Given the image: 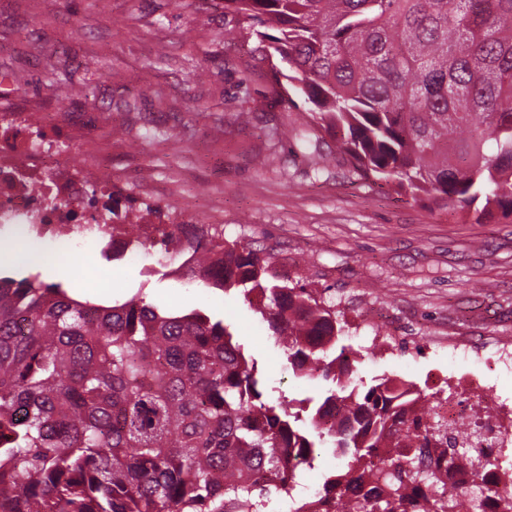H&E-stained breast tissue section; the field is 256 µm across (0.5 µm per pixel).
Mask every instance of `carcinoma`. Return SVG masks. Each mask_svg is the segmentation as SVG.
<instances>
[{"instance_id": "obj_1", "label": "carcinoma", "mask_w": 512, "mask_h": 512, "mask_svg": "<svg viewBox=\"0 0 512 512\" xmlns=\"http://www.w3.org/2000/svg\"><path fill=\"white\" fill-rule=\"evenodd\" d=\"M262 44L290 106L310 104L365 181L476 224L512 219V0H224ZM145 213L112 209L132 226ZM196 245L158 227L112 245L151 258L144 274L197 255L182 276L266 303L256 313L288 369L320 378L313 399H272L257 363L201 308L161 309L136 293L110 306L36 275H0V512H265L294 499L297 465L351 457L290 512H512L490 501L495 469L480 436L434 423L412 386L356 383L343 326L317 292L278 283L267 258L205 226ZM336 412L338 421L325 424ZM465 463L469 487L448 484Z\"/></svg>"}]
</instances>
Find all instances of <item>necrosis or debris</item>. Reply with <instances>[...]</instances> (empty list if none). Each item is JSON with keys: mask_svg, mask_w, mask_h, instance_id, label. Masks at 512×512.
I'll use <instances>...</instances> for the list:
<instances>
[{"mask_svg": "<svg viewBox=\"0 0 512 512\" xmlns=\"http://www.w3.org/2000/svg\"><path fill=\"white\" fill-rule=\"evenodd\" d=\"M111 174L68 162L27 115L0 113V223L21 225L73 257L84 248L112 247ZM497 459L512 451V403L495 402L477 419Z\"/></svg>", "mask_w": 512, "mask_h": 512, "instance_id": "obj_1", "label": "necrosis or debris"}]
</instances>
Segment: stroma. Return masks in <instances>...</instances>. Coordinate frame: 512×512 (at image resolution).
Returning <instances> with one entry per match:
<instances>
[{
	"instance_id": "obj_1",
	"label": "stroma",
	"mask_w": 512,
	"mask_h": 512,
	"mask_svg": "<svg viewBox=\"0 0 512 512\" xmlns=\"http://www.w3.org/2000/svg\"><path fill=\"white\" fill-rule=\"evenodd\" d=\"M0 0V113H54L61 133L90 132L81 159L106 161L112 182L166 220H199L254 243L288 286L321 292L363 357L364 384L412 383L434 401L473 379L512 400V221L476 224L361 179L303 143L307 104L272 88L256 41L225 43L224 0ZM97 58L100 76L83 68ZM88 84L63 102L61 72ZM79 299L142 293L173 310L223 319L268 386L320 398L326 384L288 370L282 347L238 293L142 276L99 251L72 258ZM470 344L456 351L449 339Z\"/></svg>"
}]
</instances>
